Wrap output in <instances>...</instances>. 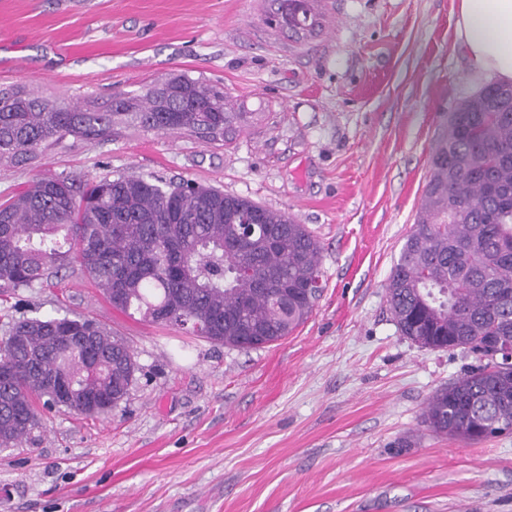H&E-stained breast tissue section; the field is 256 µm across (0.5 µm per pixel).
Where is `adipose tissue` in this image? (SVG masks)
I'll return each mask as SVG.
<instances>
[{"mask_svg":"<svg viewBox=\"0 0 512 512\" xmlns=\"http://www.w3.org/2000/svg\"><path fill=\"white\" fill-rule=\"evenodd\" d=\"M456 40L476 80L512 83V0H457Z\"/></svg>","mask_w":512,"mask_h":512,"instance_id":"ef3b65f1","label":"adipose tissue"}]
</instances>
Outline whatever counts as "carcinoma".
Listing matches in <instances>:
<instances>
[{
	"label": "carcinoma",
	"instance_id": "1",
	"mask_svg": "<svg viewBox=\"0 0 512 512\" xmlns=\"http://www.w3.org/2000/svg\"><path fill=\"white\" fill-rule=\"evenodd\" d=\"M246 117L223 88L186 74L116 95L108 112L5 91L0 161L34 159L68 136L105 139L118 123L214 140ZM430 165L386 298L412 342L487 359L438 390L424 412L433 432L477 443L512 431V365L493 358L512 336V84H489L451 113ZM319 255L306 225L287 213L189 179L35 178L0 203L1 297L76 264L112 309L240 349L277 342L309 317L322 291ZM68 319L88 326L86 342L58 338ZM0 330L17 338L13 374L1 373L0 356V448L27 442L45 411L89 417L88 396L108 394L117 408L135 380L131 346L85 316H22ZM58 380L72 387L63 406Z\"/></svg>",
	"mask_w": 512,
	"mask_h": 512
}]
</instances>
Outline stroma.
Returning a JSON list of instances; mask_svg holds the SVG:
<instances>
[{"mask_svg": "<svg viewBox=\"0 0 512 512\" xmlns=\"http://www.w3.org/2000/svg\"><path fill=\"white\" fill-rule=\"evenodd\" d=\"M457 0H319L304 38L278 0H0V89L110 105L177 73L223 86L227 138L116 127L0 163V202L37 176L191 179L305 224L323 291L274 344L242 350L113 310L79 268L0 302L70 312L133 349L107 417L60 411L0 449V512H512V434L468 443L423 421L480 364L401 336L385 284L448 115L479 91Z\"/></svg>", "mask_w": 512, "mask_h": 512, "instance_id": "stroma-1", "label": "stroma"}]
</instances>
